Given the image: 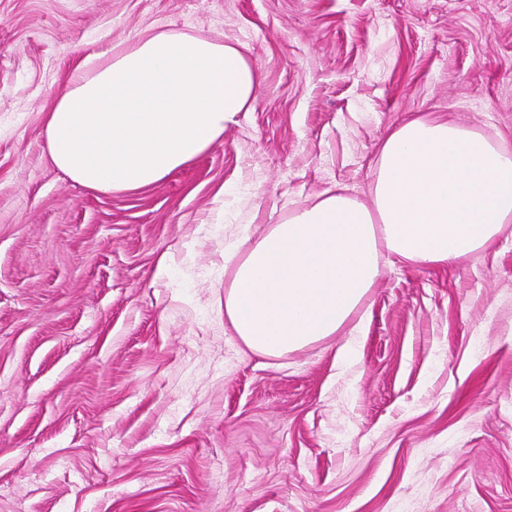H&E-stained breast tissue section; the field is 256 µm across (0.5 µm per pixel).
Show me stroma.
I'll return each instance as SVG.
<instances>
[{"label": "stroma", "mask_w": 512, "mask_h": 512, "mask_svg": "<svg viewBox=\"0 0 512 512\" xmlns=\"http://www.w3.org/2000/svg\"><path fill=\"white\" fill-rule=\"evenodd\" d=\"M154 31L244 44L252 107L153 186L87 189L45 114ZM417 116L512 149V0H0V512H512V224L386 264L279 358L224 314L242 240L369 202Z\"/></svg>", "instance_id": "obj_1"}]
</instances>
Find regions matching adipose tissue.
Segmentation results:
<instances>
[{"label": "adipose tissue", "mask_w": 512, "mask_h": 512, "mask_svg": "<svg viewBox=\"0 0 512 512\" xmlns=\"http://www.w3.org/2000/svg\"><path fill=\"white\" fill-rule=\"evenodd\" d=\"M76 68L44 121L52 163L94 191H134L184 167L248 111L257 75L239 45L146 32ZM512 223V153L450 120L384 140L371 204L324 194L270 225L233 270L224 313L251 351L279 357L336 335L392 254L457 263Z\"/></svg>", "instance_id": "adipose-tissue-1"}]
</instances>
